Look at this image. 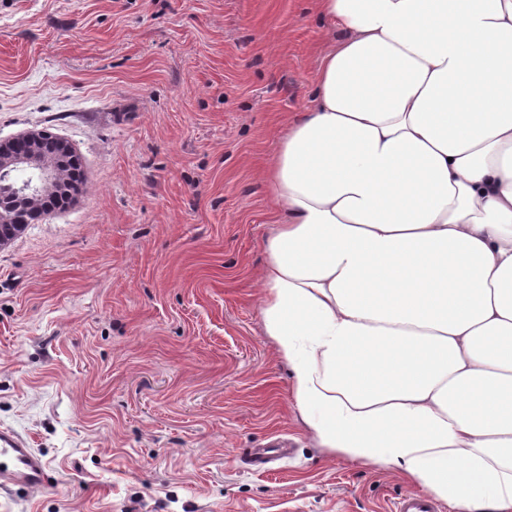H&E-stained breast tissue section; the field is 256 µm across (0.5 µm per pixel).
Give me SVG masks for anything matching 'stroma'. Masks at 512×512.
<instances>
[{"instance_id": "1", "label": "stroma", "mask_w": 512, "mask_h": 512, "mask_svg": "<svg viewBox=\"0 0 512 512\" xmlns=\"http://www.w3.org/2000/svg\"><path fill=\"white\" fill-rule=\"evenodd\" d=\"M314 0H0V141L86 183L0 248V428L47 461L0 512H389L398 474L302 426L263 332L260 169L328 48ZM289 454L248 451L275 437Z\"/></svg>"}]
</instances>
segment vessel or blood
<instances>
[{
	"instance_id": "vessel-or-blood-1",
	"label": "vessel or blood",
	"mask_w": 512,
	"mask_h": 512,
	"mask_svg": "<svg viewBox=\"0 0 512 512\" xmlns=\"http://www.w3.org/2000/svg\"><path fill=\"white\" fill-rule=\"evenodd\" d=\"M50 474L40 455L14 432L0 429V490H38Z\"/></svg>"
}]
</instances>
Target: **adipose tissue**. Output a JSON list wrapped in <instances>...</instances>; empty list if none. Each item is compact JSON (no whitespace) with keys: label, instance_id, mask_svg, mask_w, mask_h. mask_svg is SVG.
Returning a JSON list of instances; mask_svg holds the SVG:
<instances>
[{"label":"adipose tissue","instance_id":"ef3b65f1","mask_svg":"<svg viewBox=\"0 0 512 512\" xmlns=\"http://www.w3.org/2000/svg\"><path fill=\"white\" fill-rule=\"evenodd\" d=\"M259 313L337 459L512 512V0H317Z\"/></svg>","mask_w":512,"mask_h":512}]
</instances>
